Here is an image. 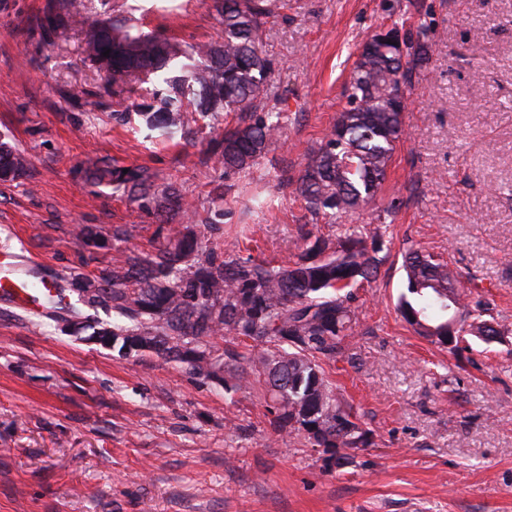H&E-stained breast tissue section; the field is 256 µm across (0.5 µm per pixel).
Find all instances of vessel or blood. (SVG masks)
<instances>
[{"label":"vessel or blood","mask_w":512,"mask_h":512,"mask_svg":"<svg viewBox=\"0 0 512 512\" xmlns=\"http://www.w3.org/2000/svg\"><path fill=\"white\" fill-rule=\"evenodd\" d=\"M0 302L37 314L47 308H61L68 300L56 278L37 275L25 258L13 251H0Z\"/></svg>","instance_id":"obj_1"}]
</instances>
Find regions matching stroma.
Returning <instances> with one entry per match:
<instances>
[{"instance_id":"35a3bbf8","label":"stroma","mask_w":512,"mask_h":512,"mask_svg":"<svg viewBox=\"0 0 512 512\" xmlns=\"http://www.w3.org/2000/svg\"><path fill=\"white\" fill-rule=\"evenodd\" d=\"M66 2L0 0V135L29 162L0 183V248L57 275L70 302L40 314L0 304V512H512V331L451 354L395 310L411 246L449 261L512 328V0H286L262 45L273 63L264 105L288 122L247 180L218 161L224 117L171 139L118 124L131 100L108 91L80 30L40 27ZM86 5L91 21L126 17L187 42L221 35L214 0ZM396 24L414 36L428 26L430 60L412 73L410 136L375 205L348 218L386 227L389 256L355 288L357 322L327 368L373 432L338 471L304 436L271 432L260 389L229 392L152 355L122 360L72 332L93 313L78 281L167 235L86 168L150 167L196 210L204 243L241 235L252 255L288 260L301 227L331 231L292 184L347 105L361 45ZM219 185L226 216L208 224ZM117 226L127 238H113Z\"/></svg>"}]
</instances>
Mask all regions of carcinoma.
<instances>
[{"mask_svg":"<svg viewBox=\"0 0 512 512\" xmlns=\"http://www.w3.org/2000/svg\"><path fill=\"white\" fill-rule=\"evenodd\" d=\"M70 6L68 20L82 25L83 52L112 77V93L146 86L150 101L133 105L146 128L171 138L192 122L232 117L219 143L221 163L241 178L282 137V113L261 106L272 70L261 49L271 0H215L223 38L207 43L140 33L114 18L88 24L83 0H70ZM404 45L402 60L387 43L360 52L346 87L348 107L336 113L295 183V196L312 215L333 220L375 201L397 145L408 137L405 108L392 101L405 98L402 86L427 55L425 42L409 38ZM27 169L25 154L0 136V181H14ZM88 179L154 207L166 224L180 217L181 229L154 255L132 253L98 279L78 283L81 294L97 289L89 305L112 311V320L85 321L78 331L112 337V350L122 358L150 354L184 363L227 390L263 384L274 433H302L315 447L340 451L345 461L343 450L373 444L372 432L355 421L319 361L342 354L356 322L351 289L375 278L384 249L380 237L352 226L334 234L308 230L288 262L244 257L237 242L221 251L199 243L195 215L176 188L157 190V174L149 168L125 173L121 166L99 165ZM402 269L407 292L397 311L417 335L454 352L468 348L470 336L493 342L484 329L489 305L466 294L449 262L410 249ZM223 335L251 351L232 352L223 362L191 357V344L204 346Z\"/></svg>","mask_w":512,"mask_h":512,"instance_id":"carcinoma-1","label":"carcinoma"}]
</instances>
